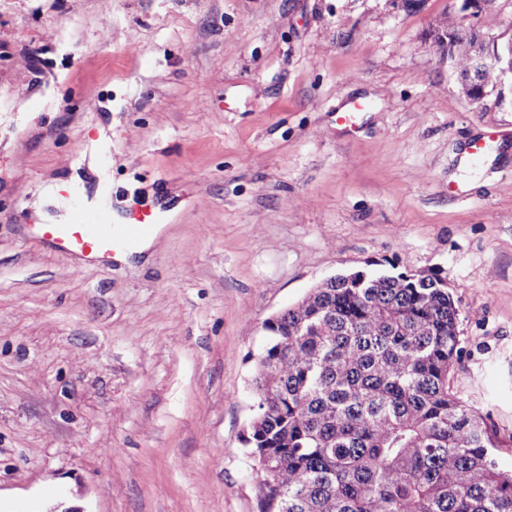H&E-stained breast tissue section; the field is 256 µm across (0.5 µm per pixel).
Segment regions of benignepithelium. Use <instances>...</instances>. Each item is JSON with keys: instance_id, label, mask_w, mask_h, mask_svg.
I'll list each match as a JSON object with an SVG mask.
<instances>
[{"instance_id": "obj_1", "label": "benign epithelium", "mask_w": 512, "mask_h": 512, "mask_svg": "<svg viewBox=\"0 0 512 512\" xmlns=\"http://www.w3.org/2000/svg\"><path fill=\"white\" fill-rule=\"evenodd\" d=\"M490 4L491 0H462L461 11L472 17H482ZM433 37L445 45L450 62L456 45L469 46L468 68L454 69L459 91L465 98L482 104L492 97L497 107L512 108V35L491 48L477 28L463 24L453 29L439 25L433 31Z\"/></svg>"}]
</instances>
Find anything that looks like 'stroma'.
<instances>
[{
  "label": "stroma",
  "mask_w": 512,
  "mask_h": 512,
  "mask_svg": "<svg viewBox=\"0 0 512 512\" xmlns=\"http://www.w3.org/2000/svg\"><path fill=\"white\" fill-rule=\"evenodd\" d=\"M459 7L0 0V512H257L264 323L371 260L448 283L452 385L512 437V111L460 94ZM104 205L153 241L38 242ZM125 224H112L107 212L83 216L75 224H41L39 240L49 248L82 258L113 259L130 251L155 230V219L149 210L137 209L128 215Z\"/></svg>",
  "instance_id": "1"
}]
</instances>
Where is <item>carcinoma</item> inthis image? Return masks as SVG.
<instances>
[{
	"label": "carcinoma",
	"mask_w": 512,
	"mask_h": 512,
	"mask_svg": "<svg viewBox=\"0 0 512 512\" xmlns=\"http://www.w3.org/2000/svg\"><path fill=\"white\" fill-rule=\"evenodd\" d=\"M460 311L443 280L372 269L288 307L255 366L244 443L259 512H512V469L450 375Z\"/></svg>",
	"instance_id": "cac0c4a2"
}]
</instances>
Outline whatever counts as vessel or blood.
<instances>
[{"instance_id":"vessel-or-blood-1","label":"vessel or blood","mask_w":512,"mask_h":512,"mask_svg":"<svg viewBox=\"0 0 512 512\" xmlns=\"http://www.w3.org/2000/svg\"><path fill=\"white\" fill-rule=\"evenodd\" d=\"M155 230L151 211L137 209L124 224L113 223L108 213L85 216L75 224H43L37 230L39 240L49 248L82 258L110 259L139 246Z\"/></svg>"}]
</instances>
